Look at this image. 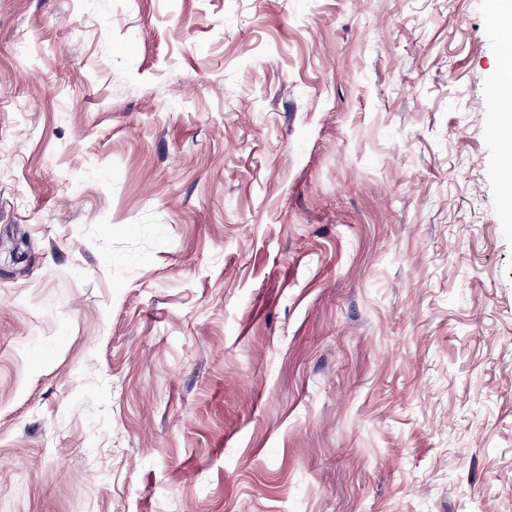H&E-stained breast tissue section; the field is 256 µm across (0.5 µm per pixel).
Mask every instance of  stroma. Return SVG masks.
<instances>
[{
    "mask_svg": "<svg viewBox=\"0 0 512 512\" xmlns=\"http://www.w3.org/2000/svg\"><path fill=\"white\" fill-rule=\"evenodd\" d=\"M491 0H0L9 512H512Z\"/></svg>",
    "mask_w": 512,
    "mask_h": 512,
    "instance_id": "obj_1",
    "label": "stroma"
}]
</instances>
